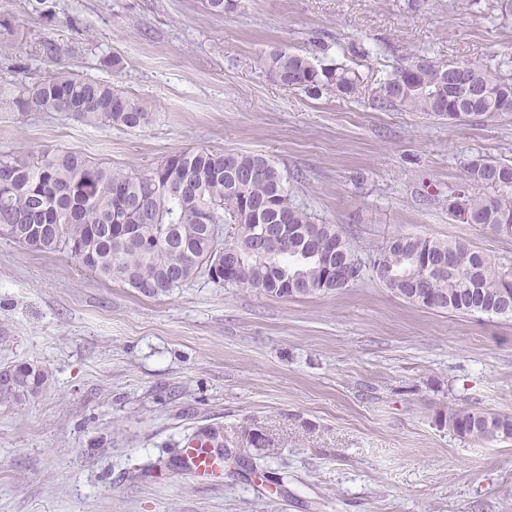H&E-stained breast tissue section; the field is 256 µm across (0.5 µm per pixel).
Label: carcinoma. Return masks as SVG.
I'll list each match as a JSON object with an SVG mask.
<instances>
[{
  "mask_svg": "<svg viewBox=\"0 0 512 512\" xmlns=\"http://www.w3.org/2000/svg\"><path fill=\"white\" fill-rule=\"evenodd\" d=\"M220 16L237 0H202ZM405 58L380 83V108L400 106L455 125L483 123L512 114V76L494 75L469 63ZM265 63L280 84L318 92L332 89L354 96L361 76L343 63L317 65L306 54L275 47ZM15 112H62L94 126L142 128L150 113L109 84L57 72L34 84L0 83V108ZM227 154L208 149L172 154L139 175L114 172L74 150H46L40 160L0 154V236L40 252L66 250L103 281H120L147 297L166 295L199 274L221 255L232 274L212 283L258 288L272 293V278L299 280L297 296L334 293L346 283H330L327 259L355 257L333 224H317L293 204L286 177L257 153ZM465 180L448 189L461 205L448 209L461 224H483L512 235V164L472 156L463 164ZM250 176L241 182L236 170ZM239 224L237 236L223 238L221 225ZM250 224H280L284 240L273 261L256 259ZM451 265L423 272L426 257ZM371 269L397 297L428 309L512 318V263L499 262L465 243L417 235H396L371 261ZM10 388L0 405L35 397L48 381L46 371L21 363L0 371ZM438 425L474 442L512 438V416L480 409L437 412Z\"/></svg>",
  "mask_w": 512,
  "mask_h": 512,
  "instance_id": "obj_1",
  "label": "carcinoma"
}]
</instances>
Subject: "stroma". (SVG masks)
<instances>
[{"label": "stroma", "instance_id": "stroma-1", "mask_svg": "<svg viewBox=\"0 0 512 512\" xmlns=\"http://www.w3.org/2000/svg\"><path fill=\"white\" fill-rule=\"evenodd\" d=\"M3 17L16 33L0 81L69 70L152 121L3 109L0 153L67 148L122 173L180 151L259 153L362 262L397 234L512 261V235L448 214L466 158L512 162V115L456 126L372 104L411 54L498 71L512 20L486 0H239L221 16L201 0H0ZM276 46L352 67L360 94L279 84ZM24 362L48 381L0 406V512H512V439L478 444L435 420L451 406L512 415V319L409 304L369 269L333 294L202 274L146 297L0 238V370ZM202 435L232 454L198 482L176 468Z\"/></svg>", "mask_w": 512, "mask_h": 512}]
</instances>
